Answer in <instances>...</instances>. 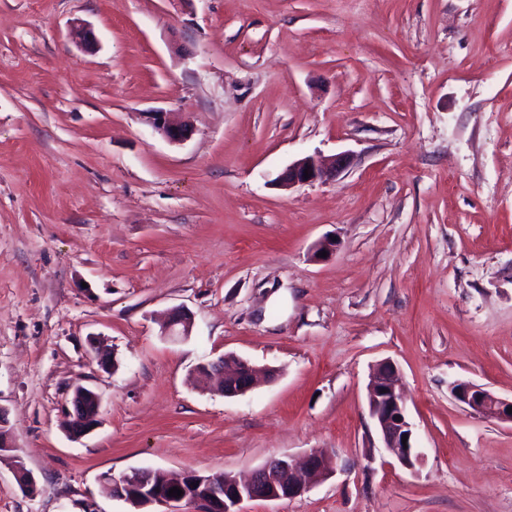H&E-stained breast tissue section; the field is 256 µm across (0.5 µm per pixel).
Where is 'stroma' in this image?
Segmentation results:
<instances>
[{"mask_svg": "<svg viewBox=\"0 0 512 512\" xmlns=\"http://www.w3.org/2000/svg\"><path fill=\"white\" fill-rule=\"evenodd\" d=\"M340 153L336 178L273 184ZM227 353L277 374L224 398L195 369ZM385 359L412 471L369 413ZM456 381L512 398V0H0V512H134L101 474L314 449L327 480L243 512H512V424ZM78 385L102 403L75 439ZM152 121L154 127L172 143H181L192 134V130L187 125L171 123L166 112H153ZM350 163V156L345 153L336 155L330 161L319 156H306L288 165L275 179V183L288 189L312 184L328 176L341 174L350 166ZM305 169H308L309 178H305ZM191 329V313L183 307H175L169 311L161 334L171 339H185L190 336ZM451 394L457 403L475 413L512 423V413L507 411V408L512 407V399L497 397L479 385L464 381L453 383ZM68 403L64 423L69 433L74 437H82L93 431L98 424L100 413L99 395L87 387L76 386ZM87 407H91V414L86 412Z\"/></svg>", "mask_w": 512, "mask_h": 512, "instance_id": "35a3bbf8", "label": "stroma"}]
</instances>
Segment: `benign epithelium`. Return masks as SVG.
<instances>
[{
	"instance_id": "1",
	"label": "benign epithelium",
	"mask_w": 512,
	"mask_h": 512,
	"mask_svg": "<svg viewBox=\"0 0 512 512\" xmlns=\"http://www.w3.org/2000/svg\"><path fill=\"white\" fill-rule=\"evenodd\" d=\"M154 127L170 142L187 140L192 130L186 125L170 122L165 112L152 113ZM350 156L341 153L326 161L319 156L301 158L281 172L275 183L283 188H293L337 176L350 166ZM192 316L183 307L171 309L162 326V335L171 339H185L191 334ZM206 378L213 381L216 389L226 398H234L251 389L255 370L244 359L227 354L202 367ZM454 400L480 415L512 423V399L507 400L491 391L464 381L451 386ZM368 404L372 418L384 447L395 460L408 469L415 468L423 460L422 454L413 447V430L409 422L406 401L400 382V371L396 364L387 359L380 362L374 372L368 392ZM101 401L92 389L77 386L65 410L64 423L75 437L89 434L98 424ZM407 442H402V437ZM12 469L21 488L30 490L35 481L18 457H13ZM308 477L313 480L326 478L322 453L313 451L306 461ZM101 480L109 487L112 496L124 500L135 508L159 505L164 512H181L179 504L197 506L196 512H240L239 505L246 500L275 501L293 499L308 491L309 486L292 462L286 457H273L244 480L212 475L204 478L192 471L166 480L165 488L145 493L150 481L142 470H132L121 475L103 474ZM205 485V493L193 490L191 483ZM182 490L180 497L169 495V489Z\"/></svg>"
}]
</instances>
